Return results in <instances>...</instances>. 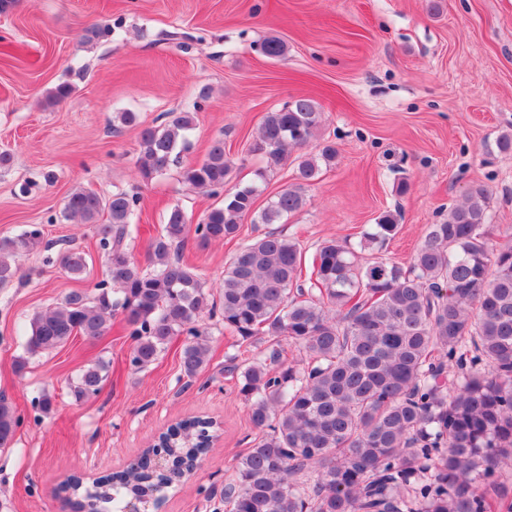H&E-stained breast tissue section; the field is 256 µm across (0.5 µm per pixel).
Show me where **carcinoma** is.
Here are the masks:
<instances>
[{
    "instance_id": "obj_1",
    "label": "carcinoma",
    "mask_w": 512,
    "mask_h": 512,
    "mask_svg": "<svg viewBox=\"0 0 512 512\" xmlns=\"http://www.w3.org/2000/svg\"><path fill=\"white\" fill-rule=\"evenodd\" d=\"M262 51L281 60L287 48L270 37ZM321 123L319 105L308 97L265 113L252 144L266 161L257 176L290 160L298 183L259 212L256 187L226 188L232 160L224 140L181 167L185 182L223 196V204L193 230L185 210L172 207L149 241V272L126 248L138 231V194L73 190L64 217L92 227L106 279L93 295L73 290L34 313L16 368L77 335L101 338L122 312L134 340L131 367L148 368L183 336L181 366L192 379L211 351L198 319L217 308L239 343L260 336L269 342L253 361L228 365L240 374L249 419L261 432L224 486L231 512H495L505 500L498 472L512 468V237L491 238L488 185H470L441 221L427 225L406 268L358 256L398 235L390 212L356 247L344 237L324 240L304 284L299 244L275 231L236 250L217 298L195 268L172 256L191 230L204 244L231 240L250 215L255 224H277L304 208L303 185L336 162L329 143L307 151ZM192 127V115L181 112L140 130L135 166L142 180L179 164ZM40 238L38 228L0 238V287L20 278L19 259ZM61 263L74 280L87 273L82 251H66ZM283 340L304 350V366L288 361ZM106 369L99 360L81 370L71 384L75 401L101 390ZM18 424L0 398V448L11 447ZM212 437L213 421L187 419L166 436L169 469L152 470L146 453L94 486L74 479L61 492L86 512H125L131 500L168 496Z\"/></svg>"
}]
</instances>
